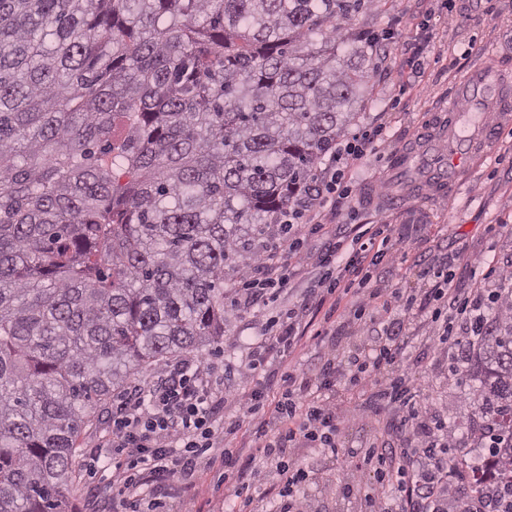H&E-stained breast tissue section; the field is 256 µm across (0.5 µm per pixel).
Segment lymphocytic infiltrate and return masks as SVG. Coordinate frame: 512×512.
I'll return each mask as SVG.
<instances>
[{
	"label": "lymphocytic infiltrate",
	"mask_w": 512,
	"mask_h": 512,
	"mask_svg": "<svg viewBox=\"0 0 512 512\" xmlns=\"http://www.w3.org/2000/svg\"><path fill=\"white\" fill-rule=\"evenodd\" d=\"M380 131L363 129L332 151L281 216L287 231L270 241L239 278L232 305L260 310L279 303L249 343L240 381L218 387L212 366L194 358L161 365L156 380L134 385L112 412V493L123 512H196L192 495L202 470L219 467L241 495L240 512H316L307 491L311 476L300 451L336 456L340 438L367 412L388 411L390 440L349 449L357 469L376 483L368 512H492L490 497L458 494L460 471L448 468V422L428 411V388L400 373L415 327L430 329L431 345L449 360L475 344L489 302L512 288V265L491 269L473 288L454 285L455 268L476 256L459 250L446 268L410 257L389 225L375 231L331 227L350 196L348 182ZM412 262L434 285L414 302L376 273L383 260ZM306 280L296 300L280 304L292 282ZM313 363H293L308 343ZM370 393V409L347 405L344 395ZM238 419L218 422L225 405ZM178 482L186 494L167 495Z\"/></svg>",
	"instance_id": "1"
}]
</instances>
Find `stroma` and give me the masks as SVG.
Wrapping results in <instances>:
<instances>
[{"mask_svg": "<svg viewBox=\"0 0 512 512\" xmlns=\"http://www.w3.org/2000/svg\"><path fill=\"white\" fill-rule=\"evenodd\" d=\"M342 36L353 33L384 35L393 51L388 57H373L371 94L358 107L356 127L382 118L385 128L374 149L360 162L354 181L352 204L341 220L347 224L374 227L390 224L394 236L405 239L409 253H420L433 262L446 261L451 252L465 250L485 262L512 264V136L502 135L482 147L477 157L463 165L455 189L437 193L431 184V164L439 163L438 151L445 142L443 129L435 122L448 101V94L471 68L494 64L504 69L512 85V13L492 17L479 0H456L448 12L441 0L429 11L411 13L408 0H378L337 18ZM415 47L423 75L408 79L410 67L403 46ZM411 158L412 170L392 164L396 154ZM263 313L225 307L224 334L209 346L196 350V358L215 366L237 367ZM411 380L430 387L426 403L448 418V428L459 443L449 451V464L461 455H475L473 432L478 418L461 413L460 401L478 386L480 374L469 366L463 381L448 370L446 357L417 335L400 366ZM389 413L364 419L345 431V448L336 458L324 459L304 450L309 467L324 473V481L310 485L319 512H358L360 501L344 502L339 490L350 477H357L361 491H368L371 472H356V461L347 455L350 446H360L374 437H387ZM112 405L98 407L82 432L78 446L76 477L66 493L76 512H116L112 499ZM201 512H237L239 501L224 473L207 469L199 476L196 500Z\"/></svg>", "mask_w": 512, "mask_h": 512, "instance_id": "stroma-1", "label": "stroma"}]
</instances>
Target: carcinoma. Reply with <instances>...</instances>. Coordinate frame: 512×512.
Instances as JSON below:
<instances>
[{
  "label": "carcinoma",
  "instance_id": "cac0c4a2",
  "mask_svg": "<svg viewBox=\"0 0 512 512\" xmlns=\"http://www.w3.org/2000/svg\"><path fill=\"white\" fill-rule=\"evenodd\" d=\"M371 0H0V512H63L78 439L134 373L224 335V276L353 124ZM475 494L512 512V324Z\"/></svg>",
  "mask_w": 512,
  "mask_h": 512
}]
</instances>
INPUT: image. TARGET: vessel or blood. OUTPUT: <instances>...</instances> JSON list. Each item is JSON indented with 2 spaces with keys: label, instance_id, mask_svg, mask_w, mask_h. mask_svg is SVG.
<instances>
[{
  "label": "vessel or blood",
  "instance_id": "obj_1",
  "mask_svg": "<svg viewBox=\"0 0 512 512\" xmlns=\"http://www.w3.org/2000/svg\"><path fill=\"white\" fill-rule=\"evenodd\" d=\"M450 99L468 100L473 109L454 110L448 122V152L452 161L435 172L437 183L444 185L454 184L459 166L469 161L477 147L491 141L493 128L483 121V113L496 112L503 116L512 113V91L500 83L495 68L490 65L471 74Z\"/></svg>",
  "mask_w": 512,
  "mask_h": 512
}]
</instances>
